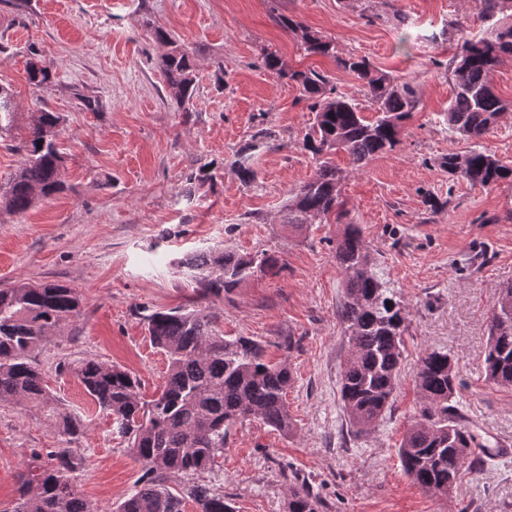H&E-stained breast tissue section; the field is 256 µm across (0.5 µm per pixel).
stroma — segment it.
Returning <instances> with one entry per match:
<instances>
[{
    "instance_id": "obj_1",
    "label": "stroma",
    "mask_w": 512,
    "mask_h": 512,
    "mask_svg": "<svg viewBox=\"0 0 512 512\" xmlns=\"http://www.w3.org/2000/svg\"><path fill=\"white\" fill-rule=\"evenodd\" d=\"M286 15L331 39L337 56L366 57L412 85L418 105L401 142L352 169L344 153L340 198L358 224L390 287L409 306L410 327L396 401L370 433H349L340 399L349 351L340 318L344 277L334 247L335 219L289 231L281 224L292 191L315 162L301 142L314 114L299 88L263 66L277 52L293 69L328 76L337 93L363 105V82L337 57L306 55L279 26ZM470 35L484 24L475 0H0V86L12 93L18 124L0 134V187L18 168L17 150L32 112L62 116L65 193L23 215L0 211V283L58 281L76 288L81 315L61 328L37 361L59 411L80 416L83 436L70 446L74 484L96 512H110L142 474L126 444L113 439L72 368L94 358L125 367L144 396L163 385L166 358L142 324L141 308L193 306L219 315L225 335L266 342L271 359L293 374L283 435L252 420L235 426L224 457L199 481L223 492L234 512H287L288 492L303 486L322 512H512V457L466 474L453 497L423 490L404 474L397 448L419 411L414 387L425 350L448 351L462 383L460 405L483 438L512 448V389L485 379L487 317L496 287L512 281V183L473 186L449 179L440 160L473 143L451 135L442 114L452 88L448 65L458 50L449 24ZM163 28L197 59L189 111L171 101L160 61ZM40 57L56 72L50 88L26 80ZM102 99L89 112L82 98ZM261 128L278 149L255 153L257 179L242 183L233 161ZM204 162L214 181L190 175ZM192 204H185V194ZM221 246L276 254L279 276L254 278L231 296L199 298L180 259ZM294 341L279 349L281 337ZM59 440L36 410L0 406V512L14 499L17 475L46 464Z\"/></svg>"
}]
</instances>
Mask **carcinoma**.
Listing matches in <instances>:
<instances>
[{"label": "carcinoma", "instance_id": "carcinoma-1", "mask_svg": "<svg viewBox=\"0 0 512 512\" xmlns=\"http://www.w3.org/2000/svg\"><path fill=\"white\" fill-rule=\"evenodd\" d=\"M487 27L479 37L457 34L460 48L449 69L453 98L443 114L448 130L477 144L466 153L450 152L440 165L448 177L483 187L512 182V164L479 141L512 110V102L498 96L493 74L499 60L512 56V0H477ZM281 27L301 32L304 50L333 56L339 67L363 80L365 95L374 109L367 119L357 100L334 92L327 76L314 69L286 67L274 51L264 54V65L295 82L310 101L314 121L304 135L302 148L317 161L316 173L291 197L288 228L297 231L346 215L340 201L341 169L330 155L346 153L355 169H364L376 156L400 143L403 124L417 108L414 88L355 54L336 56L334 43L290 17H278ZM159 41L173 48L162 59L170 97L187 109L195 94V55L173 44L161 28ZM34 87L54 82L49 65L26 66ZM16 113L9 89L0 87V131H10ZM61 116L46 108L34 113L28 133L20 140L24 156L0 191V210L27 213L43 198L64 190L59 178L63 167L58 136ZM280 148L273 135L259 130L242 147L233 162L239 179L256 180L254 151ZM336 262L345 276L341 319L346 324L349 354L341 374L340 396L350 432L358 436L372 430L392 407L408 330V304L377 268V259L365 244L357 224H347L336 240ZM180 267L201 297L229 295L253 278L279 273L278 259L222 249H209L186 258ZM78 291L57 282L30 284L17 281L0 288V404H22L53 417L60 436L58 448L49 451L51 463L26 468L17 476V497L5 512H96L73 483L76 463L69 445L83 435L80 417L61 414L56 396L43 383L35 351L66 322L80 315ZM151 343L167 359L164 385L150 400L141 395V381L126 368L95 359L73 368L95 405L111 420V433L127 442L140 462L142 477L111 512H185L186 503L200 512H233L224 494L208 484L189 483L174 493L169 477H189L213 468L224 455L230 429L259 419L288 434L292 418L286 394L292 372L284 361L268 359L266 344L248 336H226L219 317L196 309L144 308L138 312ZM487 381L512 388V281L495 291L488 321ZM421 400L416 421L398 448L404 474L433 494L450 497L464 470H484L494 459L488 440L462 424L455 402L461 383L450 353L427 350L418 361L414 378ZM321 502L305 488L293 489L288 512H319Z\"/></svg>", "mask_w": 512, "mask_h": 512}]
</instances>
